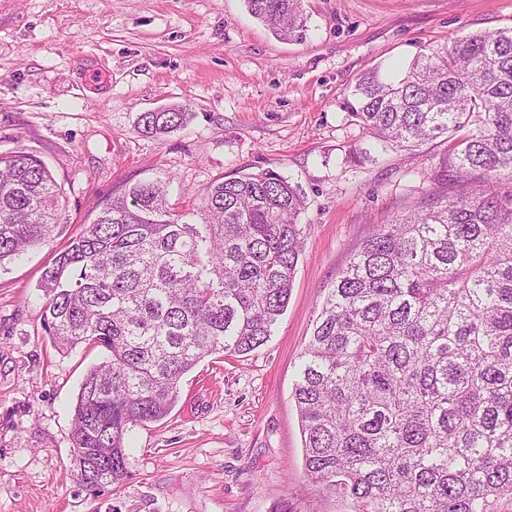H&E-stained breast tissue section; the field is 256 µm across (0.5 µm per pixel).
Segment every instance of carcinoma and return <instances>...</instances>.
<instances>
[{
    "label": "carcinoma",
    "mask_w": 512,
    "mask_h": 512,
    "mask_svg": "<svg viewBox=\"0 0 512 512\" xmlns=\"http://www.w3.org/2000/svg\"><path fill=\"white\" fill-rule=\"evenodd\" d=\"M282 40L303 0H245ZM385 147L448 139L462 186L366 239L321 303L293 391L307 479L353 512H496L512 498V29L475 33L347 101ZM180 106L139 129L179 128ZM466 133H461V130ZM61 187L43 161L0 154V264L44 244ZM305 193L270 169L212 181L179 211L160 183L100 206L38 285L54 346L98 349L73 406V465L89 491L128 477L126 440L163 419L205 357L271 336L302 251Z\"/></svg>",
    "instance_id": "carcinoma-1"
}]
</instances>
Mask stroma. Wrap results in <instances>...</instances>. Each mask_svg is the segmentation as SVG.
Here are the masks:
<instances>
[{
    "instance_id": "stroma-1",
    "label": "stroma",
    "mask_w": 512,
    "mask_h": 512,
    "mask_svg": "<svg viewBox=\"0 0 512 512\" xmlns=\"http://www.w3.org/2000/svg\"><path fill=\"white\" fill-rule=\"evenodd\" d=\"M283 41L245 0H0V154L26 151L61 184L50 242L0 265V512H351L310 484L293 399L328 288L384 221L450 188L448 141L381 148L346 107L374 66L512 28V0H304ZM184 105V127L144 135L140 113ZM272 169L307 201L288 307L246 355L202 360L161 421L136 427L126 482L92 492L71 466L72 409L99 351L54 347L44 268L98 204L143 181L180 207L213 180Z\"/></svg>"
}]
</instances>
